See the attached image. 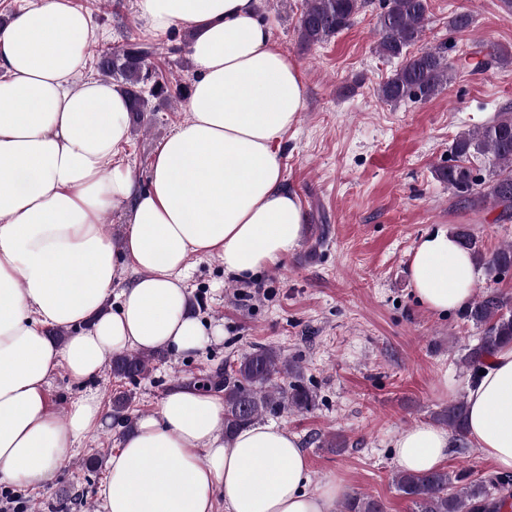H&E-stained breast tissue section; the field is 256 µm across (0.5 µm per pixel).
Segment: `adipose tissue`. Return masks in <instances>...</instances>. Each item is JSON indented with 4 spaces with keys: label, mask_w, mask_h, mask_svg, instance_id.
<instances>
[{
    "label": "adipose tissue",
    "mask_w": 512,
    "mask_h": 512,
    "mask_svg": "<svg viewBox=\"0 0 512 512\" xmlns=\"http://www.w3.org/2000/svg\"><path fill=\"white\" fill-rule=\"evenodd\" d=\"M157 35L190 31L196 78L189 120L160 141L146 187L118 159L128 102L112 83L73 79L104 33L72 0H18L0 26V481L39 487L105 425L89 384L128 349L203 347L188 312L192 256H216L225 274L252 279L302 239L298 195L284 185L279 146L305 107L297 65L275 45L258 0H136ZM128 205L126 232L104 215ZM137 276L117 310L105 304L125 269ZM416 299L445 313L474 298L479 272L447 230L427 233L410 262ZM68 330L65 343L49 335ZM83 385L64 418L46 387L57 372ZM466 435L500 471H512V344L467 389ZM224 399L172 388L141 415L112 455L99 512H336L334 479L311 487L295 435L253 425L225 439ZM401 471L439 468L447 432L418 423L396 435Z\"/></svg>",
    "instance_id": "ef3b65f1"
}]
</instances>
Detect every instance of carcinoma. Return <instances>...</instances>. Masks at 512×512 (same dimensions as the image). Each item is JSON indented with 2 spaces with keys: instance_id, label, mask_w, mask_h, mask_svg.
<instances>
[{
  "instance_id": "obj_1",
  "label": "carcinoma",
  "mask_w": 512,
  "mask_h": 512,
  "mask_svg": "<svg viewBox=\"0 0 512 512\" xmlns=\"http://www.w3.org/2000/svg\"><path fill=\"white\" fill-rule=\"evenodd\" d=\"M361 7L362 0H305L300 40L308 45L328 41L352 25ZM427 10L428 0H382L377 49L384 57L402 60L379 88V95L388 102L428 100L444 89L460 68L486 72L507 61L500 52L485 54L477 47L455 64L449 59L446 42L407 54L422 37ZM156 54L157 47L136 41H128L118 50L103 47L99 52L98 71L125 92L138 121L148 111L150 98L169 96L168 81L152 62ZM147 84L151 88L146 97L143 87ZM450 153L456 163L437 170V178L448 183L469 208L476 210L491 203L501 208L500 218L512 220V110L507 108L492 122L461 133ZM475 154L492 158L493 169L486 180L477 179L465 165ZM455 236L487 276L495 278L512 269V245L487 258L467 229H458ZM464 317L482 329L477 344L467 348L460 359L463 366L477 371L500 347L512 343V299L487 291L464 310ZM160 358L159 351L116 354L110 358L108 370L114 378L133 380L149 374L151 364ZM294 372L296 367L280 350L262 346L200 380V386L224 393V435L230 438L266 414L303 413L316 406L315 392L301 381L287 386L275 382ZM130 403L131 396L124 392L112 398L113 415L128 427L133 424L127 415ZM435 419L455 435L465 436L466 402L448 404L435 413ZM464 479L462 474L440 468L427 474L397 472L393 484L411 502L413 512H512L511 477L469 483ZM340 512H384V506L370 495L353 493L345 497Z\"/></svg>"
}]
</instances>
